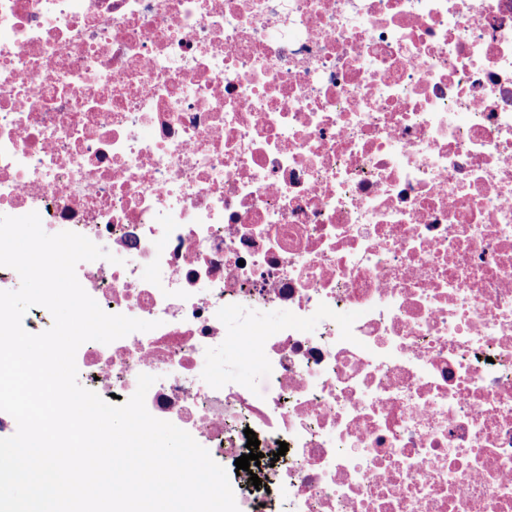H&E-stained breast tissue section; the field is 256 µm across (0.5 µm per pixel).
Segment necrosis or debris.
Instances as JSON below:
<instances>
[{
  "label": "necrosis or debris",
  "instance_id": "4bbe7bcc",
  "mask_svg": "<svg viewBox=\"0 0 512 512\" xmlns=\"http://www.w3.org/2000/svg\"><path fill=\"white\" fill-rule=\"evenodd\" d=\"M0 211L111 253L157 327L81 384L155 376L239 512H512V0H0Z\"/></svg>",
  "mask_w": 512,
  "mask_h": 512
}]
</instances>
